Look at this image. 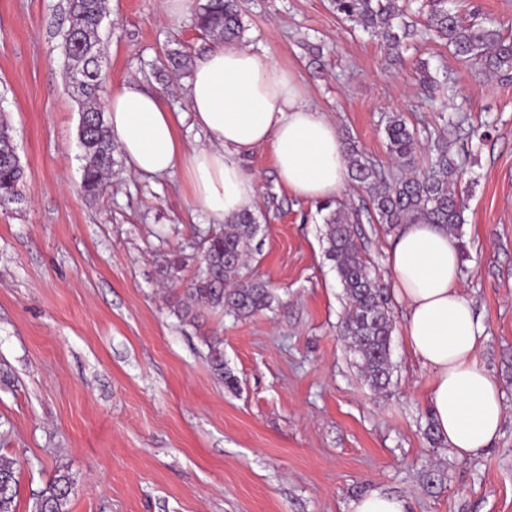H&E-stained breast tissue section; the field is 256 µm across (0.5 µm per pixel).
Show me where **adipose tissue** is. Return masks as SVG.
<instances>
[{
    "instance_id": "obj_1",
    "label": "adipose tissue",
    "mask_w": 512,
    "mask_h": 512,
    "mask_svg": "<svg viewBox=\"0 0 512 512\" xmlns=\"http://www.w3.org/2000/svg\"><path fill=\"white\" fill-rule=\"evenodd\" d=\"M192 124L205 145L185 148L163 95L128 84L107 106L113 140L139 175L180 176L194 210L214 224L252 208L258 179L242 162L273 153L279 181L295 196L340 195L347 165L336 125L313 109L291 71L236 42H209L187 84ZM408 315L405 334L431 372L429 411L449 448L476 457L500 435L499 386L476 361L484 327L458 288L460 254L435 224H407L388 257Z\"/></svg>"
}]
</instances>
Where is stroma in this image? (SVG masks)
Here are the masks:
<instances>
[{
  "instance_id": "35a3bbf8",
  "label": "stroma",
  "mask_w": 512,
  "mask_h": 512,
  "mask_svg": "<svg viewBox=\"0 0 512 512\" xmlns=\"http://www.w3.org/2000/svg\"><path fill=\"white\" fill-rule=\"evenodd\" d=\"M67 0H0V121L25 169V199L0 209V453L19 468L16 512H34L57 472L69 512H350L378 490L412 512H512V70L493 75L416 42L402 66L381 39L340 21L327 0H241V44L292 71L340 136L394 170L385 119L404 113L418 156L439 130L465 153L469 183L459 288L486 328L476 356L497 381L501 435L470 459L426 435L430 373L391 299L392 381L364 379L343 335L345 298L317 202L278 180L270 148L243 160L258 177L261 230L250 276L270 281L272 309L249 318L202 309L181 321V287L163 256L198 254L214 227L191 216L180 176H136L123 153L106 193L83 195L79 105L63 74ZM104 97L135 81L188 112L186 77L159 78L167 51L200 57L191 13L163 0H109ZM456 89L431 112L418 61ZM379 280L392 285L397 232L354 227ZM220 339L228 389L207 355Z\"/></svg>"
}]
</instances>
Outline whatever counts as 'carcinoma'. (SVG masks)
<instances>
[{
    "label": "carcinoma",
    "instance_id": "carcinoma-1",
    "mask_svg": "<svg viewBox=\"0 0 512 512\" xmlns=\"http://www.w3.org/2000/svg\"><path fill=\"white\" fill-rule=\"evenodd\" d=\"M412 0H328L336 16L383 40L388 62L401 61L407 42L428 37L444 43L463 64L477 63L490 72L512 68V38H505L494 22L467 21L459 6L448 0H423L425 29L406 20ZM70 25L63 35L68 72L86 71L82 86L73 87L81 105L79 144L84 160L82 188L96 197L106 192L108 177L115 163L116 145L106 121L107 105L101 100L106 74L95 66L101 58L99 29L106 13V0H69ZM196 29L212 40L231 41L245 31L239 0H205L194 12ZM189 58L179 49L166 54L162 67L177 73L187 68ZM421 86L431 108L442 112L447 102L438 99V82L423 62ZM385 133L389 151L399 175L388 176L356 145L344 142L348 174L368 194L365 210L347 209L338 203L320 207L325 212L328 256L334 261L348 308L343 334L358 355L365 380L376 390L390 383V343L392 320L387 289L378 281L372 267L354 240L353 225L367 218L377 224H439L448 237L461 239L462 214L467 207L461 187L463 167L448 155V142L437 145L429 170L417 166L415 133L404 114L388 115ZM17 151L9 127L0 123V208L7 209L23 198L25 171L13 161ZM259 230L257 216L245 210L226 219L202 243L198 272L186 282L183 298L174 313L183 321H194L203 308L223 309L237 317H250L269 310L276 301L270 286L243 273L244 259L253 250ZM184 260L174 255L163 261L160 275L166 280L179 278ZM222 341L210 345L209 363L213 374L233 389L237 379L224 369ZM18 478L15 459L0 454V512H15ZM70 478L60 473L38 497L36 512H67Z\"/></svg>",
    "mask_w": 512,
    "mask_h": 512
}]
</instances>
